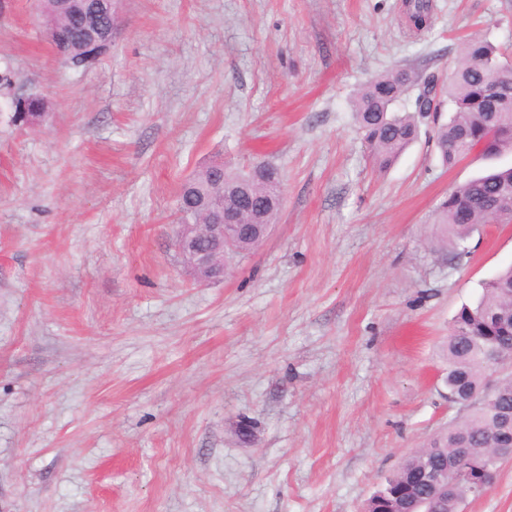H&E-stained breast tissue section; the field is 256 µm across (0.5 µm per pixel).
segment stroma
Masks as SVG:
<instances>
[{"mask_svg":"<svg viewBox=\"0 0 512 512\" xmlns=\"http://www.w3.org/2000/svg\"><path fill=\"white\" fill-rule=\"evenodd\" d=\"M112 0V47L65 66L38 0H0V512H362L467 413L443 349L512 263L488 224L454 264L424 242L450 188L428 133L383 172L350 100L397 67L445 77L459 40L512 51V0ZM265 162L283 204L224 279L174 246L199 169ZM461 512H512V461Z\"/></svg>","mask_w":512,"mask_h":512,"instance_id":"35a3bbf8","label":"stroma"}]
</instances>
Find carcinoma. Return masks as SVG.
Masks as SVG:
<instances>
[{
    "label": "carcinoma",
    "mask_w": 512,
    "mask_h": 512,
    "mask_svg": "<svg viewBox=\"0 0 512 512\" xmlns=\"http://www.w3.org/2000/svg\"><path fill=\"white\" fill-rule=\"evenodd\" d=\"M95 0H40L46 33L64 31L68 40L53 47L66 61L82 60L87 41H112L107 26L92 27L86 19ZM409 18L421 28L431 23L429 0H409ZM512 62L490 41L478 33L464 39L448 71V79L422 76L412 69L386 71L362 85L354 94L352 112L372 162L379 169L390 167L419 136L420 127H432V142L448 166L465 154L483 159L512 153V83L493 84L488 71ZM411 99V109L395 107ZM448 108V121L440 122V112ZM43 109L42 99L30 97L17 116L33 121ZM280 185L276 168L255 179L250 194L233 203L242 210L261 206L269 191ZM180 224H204L207 207L202 196L180 191L176 206ZM512 221V167L494 169L451 188L437 207L434 217L439 248L448 249V260L460 262L470 255L465 242L485 224ZM265 239L259 227L243 224L229 238L224 261L244 256ZM477 301L456 312L444 349L448 369L444 384L448 393L459 399L469 413L448 432L433 437L426 447L410 454L398 471L387 477L370 497L373 512L392 507L391 495L412 483L428 470L448 468V495L440 502L439 512H460L470 497L481 495L487 485L472 478V465L493 463L494 441L505 431L499 420L501 411L512 412V379L504 378L502 390L495 396H468L485 387L487 367L485 350H496L504 363H512V265L485 280Z\"/></svg>",
    "instance_id": "carcinoma-1"
}]
</instances>
